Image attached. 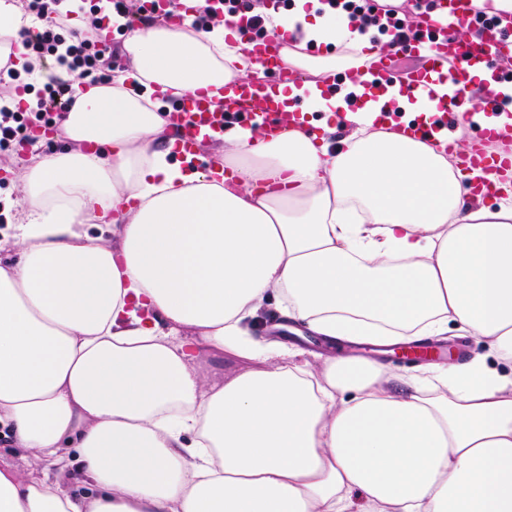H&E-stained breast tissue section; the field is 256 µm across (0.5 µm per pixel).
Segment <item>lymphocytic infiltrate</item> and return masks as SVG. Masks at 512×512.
Listing matches in <instances>:
<instances>
[{
    "label": "lymphocytic infiltrate",
    "mask_w": 512,
    "mask_h": 512,
    "mask_svg": "<svg viewBox=\"0 0 512 512\" xmlns=\"http://www.w3.org/2000/svg\"><path fill=\"white\" fill-rule=\"evenodd\" d=\"M130 0H22V12L28 26L19 35L24 46L36 60L50 59L66 64L71 81H50L35 89L33 104L12 110L0 106V150L12 145L32 142L37 124H53L57 118L46 107L48 101L65 99L74 105L77 83H101L112 79V57L115 45L103 43L99 32L103 23L112 17L129 15ZM344 6L361 18L362 26L369 27L386 19L399 37H406L412 27L397 18L396 7L380 4L379 0H344ZM91 12L96 20L90 29L73 28L75 15Z\"/></svg>",
    "instance_id": "f902f5d3"
}]
</instances>
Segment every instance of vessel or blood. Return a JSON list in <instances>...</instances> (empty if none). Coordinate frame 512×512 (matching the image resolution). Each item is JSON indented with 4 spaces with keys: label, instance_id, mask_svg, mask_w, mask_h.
Instances as JSON below:
<instances>
[{
    "label": "vessel or blood",
    "instance_id": "b4317fda",
    "mask_svg": "<svg viewBox=\"0 0 512 512\" xmlns=\"http://www.w3.org/2000/svg\"><path fill=\"white\" fill-rule=\"evenodd\" d=\"M153 17L172 25L183 24L194 12L193 7L181 0H146ZM438 19L428 20L417 36L385 44L377 50L368 72L371 76L367 87L379 91L387 81L393 60L397 55H411L416 66L404 76L410 96L436 95V87H444L435 115L422 120L409 133L419 138L425 135L452 144L451 130L458 122L462 104L458 88L463 69L487 71L492 84L512 85V72L502 69L501 63L512 59V22L505 24L495 18L481 26L480 38L473 49L461 50L459 43L445 38V29L456 23H476L473 0H435ZM225 26L238 30L250 52L263 69L264 77L257 83H236L225 86L220 95L211 89L171 96L158 92L170 128L175 135L174 153L179 160L196 163L199 147L206 142L220 141L227 129L248 124L261 125L267 133L298 122L300 110L285 111L277 90L276 61L278 45L275 41L253 35L243 15L225 17ZM481 141L496 144V151L485 149L473 152L467 164L470 168L486 173L482 187L488 194H495L496 174L512 170V123L503 126L488 125L480 130Z\"/></svg>",
    "mask_w": 512,
    "mask_h": 512
}]
</instances>
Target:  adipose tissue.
I'll return each mask as SVG.
<instances>
[{"label": "adipose tissue", "mask_w": 512, "mask_h": 512, "mask_svg": "<svg viewBox=\"0 0 512 512\" xmlns=\"http://www.w3.org/2000/svg\"><path fill=\"white\" fill-rule=\"evenodd\" d=\"M265 35L310 74L279 88L308 116L210 143L222 180L173 162L153 98L260 77L220 22L128 30L131 71L65 116L72 149L14 171L0 427L26 467L0 465V512H512V172L485 202L458 165L474 141L450 155L404 131L436 102L397 80L360 102L372 35L325 0H293ZM382 104L400 121L367 120ZM272 300L332 341L487 350L414 375L315 367L251 338ZM211 350L248 366L213 381ZM75 457L78 491L60 478Z\"/></svg>", "instance_id": "obj_1"}]
</instances>
